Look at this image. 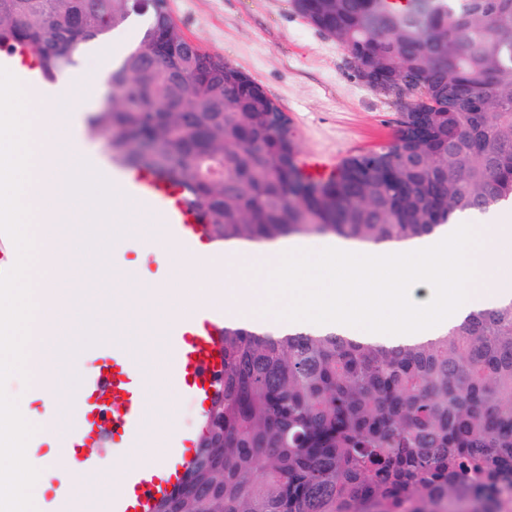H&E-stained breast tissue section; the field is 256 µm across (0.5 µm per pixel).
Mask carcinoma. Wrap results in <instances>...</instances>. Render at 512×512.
<instances>
[{"label": "carcinoma", "instance_id": "carcinoma-1", "mask_svg": "<svg viewBox=\"0 0 512 512\" xmlns=\"http://www.w3.org/2000/svg\"><path fill=\"white\" fill-rule=\"evenodd\" d=\"M302 13L357 66L417 90L388 141L319 178L279 104L183 36L165 0H0V48L32 50L55 79L106 25L145 18L88 133L179 188L211 242L399 243L512 201V0ZM219 343L185 490L155 512H512L511 300L402 341L226 322Z\"/></svg>", "mask_w": 512, "mask_h": 512}]
</instances>
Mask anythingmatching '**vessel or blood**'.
<instances>
[{"label":"vessel or blood","instance_id":"vessel-or-blood-1","mask_svg":"<svg viewBox=\"0 0 512 512\" xmlns=\"http://www.w3.org/2000/svg\"><path fill=\"white\" fill-rule=\"evenodd\" d=\"M127 187L146 215H159L157 239L176 242L189 252L202 243V224L164 180L138 173L130 176ZM223 321L224 306L219 303L204 319L166 324L154 346L156 354L171 362L187 396L200 406L213 396L223 371L224 358L215 336L216 326ZM86 357L91 367L83 376L82 396L67 408L66 423L54 432L53 445L79 471L93 477L101 463L87 456V449L151 448L155 433L144 412L148 375L143 358L128 353L117 337L90 347ZM179 473L176 467L130 468L124 487L114 489L105 506L109 512H151L153 501L169 492ZM101 506L96 495L75 496L69 485L61 483L46 495L42 512H99Z\"/></svg>","mask_w":512,"mask_h":512}]
</instances>
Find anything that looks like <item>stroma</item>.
Listing matches in <instances>:
<instances>
[{
  "label": "stroma",
  "instance_id": "obj_1",
  "mask_svg": "<svg viewBox=\"0 0 512 512\" xmlns=\"http://www.w3.org/2000/svg\"><path fill=\"white\" fill-rule=\"evenodd\" d=\"M179 30L208 52L224 56L255 80L287 112L306 156L339 163L384 140L395 107L353 75L347 49L309 25L291 0H166ZM142 20L133 17L103 40L104 53L83 54L68 75L70 95L81 108L78 124L105 99V83L89 85L86 68L107 72L139 40ZM157 442L172 425L201 432V409L184 391L148 393Z\"/></svg>",
  "mask_w": 512,
  "mask_h": 512
}]
</instances>
